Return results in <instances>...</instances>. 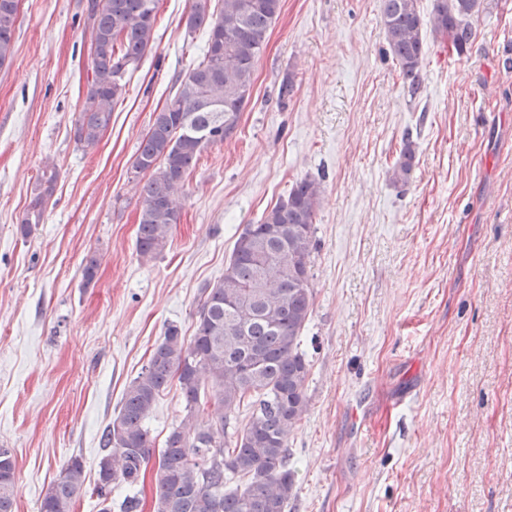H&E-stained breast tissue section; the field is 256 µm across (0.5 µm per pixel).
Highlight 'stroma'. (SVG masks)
I'll use <instances>...</instances> for the list:
<instances>
[{"mask_svg":"<svg viewBox=\"0 0 512 512\" xmlns=\"http://www.w3.org/2000/svg\"><path fill=\"white\" fill-rule=\"evenodd\" d=\"M85 4L19 0L0 67V448L16 512H39L70 458L94 486L102 431L166 325L193 336L239 231L305 176L322 194L288 512H512V0H482L464 55L425 32L414 97L382 0H282L236 135L202 154L151 260L135 252L132 163L205 36L186 31L192 0H159L155 44L86 152ZM49 164L54 195L22 237Z\"/></svg>","mask_w":512,"mask_h":512,"instance_id":"1","label":"stroma"}]
</instances>
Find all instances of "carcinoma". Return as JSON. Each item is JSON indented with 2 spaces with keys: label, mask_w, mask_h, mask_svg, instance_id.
<instances>
[{
  "label": "carcinoma",
  "mask_w": 512,
  "mask_h": 512,
  "mask_svg": "<svg viewBox=\"0 0 512 512\" xmlns=\"http://www.w3.org/2000/svg\"><path fill=\"white\" fill-rule=\"evenodd\" d=\"M193 0L186 27L202 28L201 59L155 113L133 168L142 206L136 252L161 254L178 223L190 175L202 152L237 131L251 97L256 65L281 0ZM386 39L411 96L421 89L423 21L417 0H382ZM480 0H436L432 29L464 54ZM18 0H0V67L14 56ZM92 78L75 123V140L94 147L114 107L156 40L157 0H87ZM404 142L392 179L413 168ZM56 171L43 173L18 231L31 234L54 193ZM320 183L304 177L285 199L237 237L224 277L201 289L191 339L170 324L147 364L127 385L121 408L105 427L95 493L100 512H112V483L133 489L121 512H140L137 487L154 439L145 427L158 399L178 387L185 415L164 439L155 471L154 512H288L295 495L289 435L308 412L310 361L302 349L312 313L310 256L317 247L314 218ZM249 415L238 421L241 408ZM85 491L84 466L74 457L47 488L40 512H72ZM17 486L10 451L0 448V512H14Z\"/></svg>",
  "instance_id": "1"
}]
</instances>
